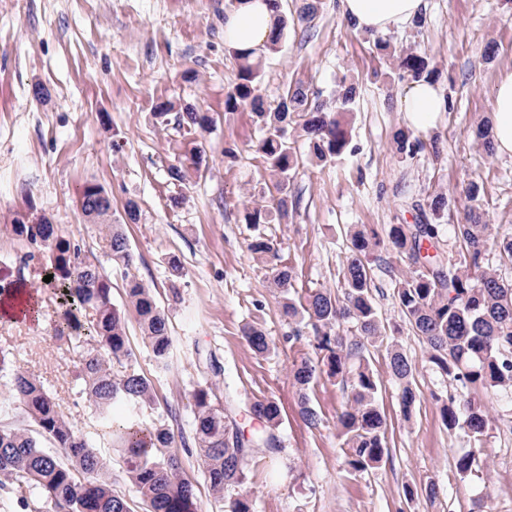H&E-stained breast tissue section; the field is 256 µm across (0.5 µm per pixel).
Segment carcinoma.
Returning a JSON list of instances; mask_svg holds the SVG:
<instances>
[{
  "label": "carcinoma",
  "mask_w": 512,
  "mask_h": 512,
  "mask_svg": "<svg viewBox=\"0 0 512 512\" xmlns=\"http://www.w3.org/2000/svg\"><path fill=\"white\" fill-rule=\"evenodd\" d=\"M275 12L266 53L280 51L288 19L281 12L280 0H266ZM377 54L387 59L414 82L437 81L442 72L427 53L398 51L381 38L374 40ZM236 78L225 93L224 111L248 109L262 132L255 154L270 177L267 186L276 200L279 219L288 218V188L298 166L291 146L290 129L297 127L308 142L311 159L325 164L344 154L350 146V131L341 120L358 93L354 80H342L336 95V111H325L324 104L309 97L300 85L290 86L273 108L260 95L264 68L263 56L255 51H232ZM178 122L189 129L207 130L213 119L187 105ZM396 151L413 158L426 144L412 134L398 130L393 137ZM201 152L187 162L167 169L170 183L181 185L188 170L200 165ZM474 202L465 222L454 225L462 243L459 261L443 264L429 249L438 242L440 224L448 208V197L437 193L419 207L418 223L391 224L386 232L389 247L396 257L409 260L412 270L395 279L396 298L401 317L426 344L429 361L462 389L480 385L486 389L512 391V284L489 268L490 252L512 262V237L500 236L494 225L484 220L475 205L483 187L472 182L467 188ZM80 206L91 224L104 234L106 255L116 265L133 264L130 243L119 225L111 222L112 198L97 183L84 185ZM264 207L244 209L247 224L268 223ZM11 233L31 247L24 262L37 261L39 275H53L47 286L53 288L64 315L55 321L54 336H76L91 344L83 358L77 379L81 393L96 415L95 432L87 433L69 422L59 403L34 375L0 352V375L9 377L12 402L22 407L33 424L31 429H0V475L17 488H34L49 502L54 512H133L131 503L114 494L108 479L105 446L121 449L128 477L146 512H201L195 485L183 474L174 432L165 421L144 423L139 412L153 408L155 395L151 381L135 367L136 357L127 336L125 312L112 302V282L102 264L86 255L81 247L44 218L41 224H12ZM380 238L376 230L358 229L350 235L349 254L340 270L344 288L339 296L329 289L311 292L305 302L289 297L295 278L294 267L275 264L273 242L255 236L248 250L271 263V286L282 295V314L290 319L308 318L315 331L317 360L303 359L293 365L294 385L300 392L299 413L305 424L314 427L319 414L311 405L307 390L317 374L324 372L350 386V395L338 417L341 435L349 444L345 465L349 472L361 474L377 467L388 454L386 417L377 401L378 384L363 357L364 350L383 337L382 325L372 299V264ZM125 294L144 340L158 366H169L173 342L167 317L155 296L136 277L126 280ZM353 324L352 335L343 334V324ZM244 336L250 347L263 355L271 339L264 330L249 326ZM358 358L354 369L348 360ZM392 375L401 386L400 403L404 414L416 402L412 387V360L396 346L387 349ZM121 371H113L114 366ZM125 412L116 416L114 410ZM249 410L274 428L281 409L272 398L253 401ZM193 435L204 474L211 491L219 497L224 489L242 485L249 442L226 420L224 409L216 403L210 385H200L191 394ZM441 418L450 430H460L470 448L455 458L459 478L472 474L479 463L485 434L490 427L488 405L480 398L461 394L442 401Z\"/></svg>",
  "instance_id": "cac0c4a2"
}]
</instances>
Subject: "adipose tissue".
Segmentation results:
<instances>
[{
    "label": "adipose tissue",
    "instance_id": "adipose-tissue-1",
    "mask_svg": "<svg viewBox=\"0 0 512 512\" xmlns=\"http://www.w3.org/2000/svg\"><path fill=\"white\" fill-rule=\"evenodd\" d=\"M425 9L426 0H340L342 15L374 35L412 22ZM274 21L266 0H238L224 22V43L236 50L264 48ZM446 109L438 85L424 81L411 83L401 104L409 127L419 134L434 129ZM493 140L498 154L512 157V71L493 89Z\"/></svg>",
    "mask_w": 512,
    "mask_h": 512
}]
</instances>
